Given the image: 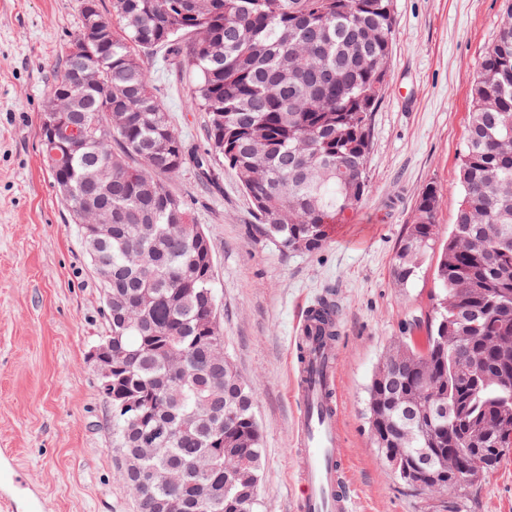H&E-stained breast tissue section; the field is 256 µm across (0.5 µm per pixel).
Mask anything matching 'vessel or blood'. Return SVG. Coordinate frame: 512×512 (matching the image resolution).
Instances as JSON below:
<instances>
[{"instance_id":"vessel-or-blood-1","label":"vessel or blood","mask_w":512,"mask_h":512,"mask_svg":"<svg viewBox=\"0 0 512 512\" xmlns=\"http://www.w3.org/2000/svg\"><path fill=\"white\" fill-rule=\"evenodd\" d=\"M293 398L298 406L296 458L300 494L294 512H350L342 478L340 410L335 405L338 376L333 351L311 346L293 363ZM44 502L27 485L13 458L0 451V512H42Z\"/></svg>"}]
</instances>
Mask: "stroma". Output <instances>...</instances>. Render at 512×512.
<instances>
[{
    "instance_id": "35a3bbf8",
    "label": "stroma",
    "mask_w": 512,
    "mask_h": 512,
    "mask_svg": "<svg viewBox=\"0 0 512 512\" xmlns=\"http://www.w3.org/2000/svg\"><path fill=\"white\" fill-rule=\"evenodd\" d=\"M81 0H0V448L13 452L47 512H136L122 451L88 354L108 332L102 285L81 229L39 153L47 93L80 26ZM504 0H394L390 80L374 114L370 191L319 252L281 253L255 229L236 175L202 174L207 116L187 81L147 69L191 160L170 182L214 251L224 354L250 385L264 448L262 512H292L297 405L289 361L296 319L334 300V346L351 512H512V450L477 485L421 492L379 458L365 388L402 322L425 312L431 269L405 287L393 257L417 195L441 193L453 223L469 83L496 39Z\"/></svg>"
}]
</instances>
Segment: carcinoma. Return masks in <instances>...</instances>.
<instances>
[{
	"mask_svg": "<svg viewBox=\"0 0 512 512\" xmlns=\"http://www.w3.org/2000/svg\"><path fill=\"white\" fill-rule=\"evenodd\" d=\"M100 17L112 40L91 64L112 85V128L99 127L86 154L51 174L72 184L65 201L74 209L87 166L112 162V239L85 249L142 307L108 321L102 342L121 371L102 394L117 437L141 425L167 430L143 462L124 445L127 468L188 471L173 488L133 479L127 487L137 512H154L157 499L174 502L173 512H260L251 389L229 360L210 356L221 335L209 327L213 247L199 242L188 204L169 188L186 152L144 59L162 51L172 71L191 74L190 108L207 115L206 155L235 171L262 236L282 252L313 253L369 192L393 0H112V15ZM75 70L66 58L50 91L70 85ZM470 96L454 224L441 236L440 192L423 188L391 268L405 287L435 259L430 310L405 321L366 387L380 457L393 452L400 479L427 492L462 488L455 471L486 474L512 448V369L474 376L485 361H512V0ZM70 106L105 111L94 85L76 87ZM336 315L317 302L326 347L338 338ZM175 361L186 375L168 388ZM482 433L501 448L490 465ZM456 448L475 452L459 457Z\"/></svg>",
	"mask_w": 512,
	"mask_h": 512,
	"instance_id": "cac0c4a2",
	"label": "carcinoma"
}]
</instances>
